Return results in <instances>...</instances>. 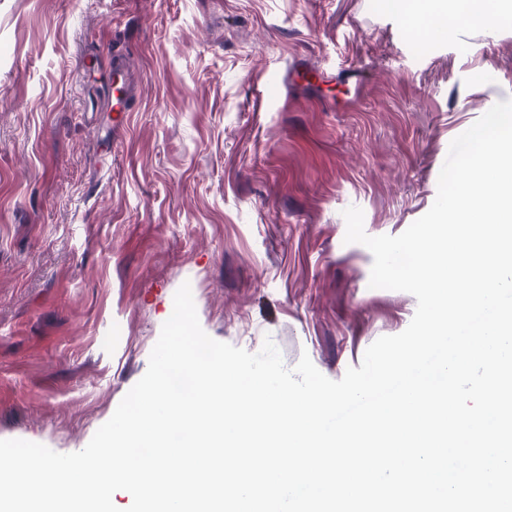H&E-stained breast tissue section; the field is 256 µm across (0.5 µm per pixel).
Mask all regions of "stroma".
<instances>
[{"mask_svg": "<svg viewBox=\"0 0 512 512\" xmlns=\"http://www.w3.org/2000/svg\"><path fill=\"white\" fill-rule=\"evenodd\" d=\"M506 99L508 21L419 40L379 0H0V439L82 450L185 283L214 340L359 367L417 301L370 288L343 210L401 234Z\"/></svg>", "mask_w": 512, "mask_h": 512, "instance_id": "35a3bbf8", "label": "stroma"}]
</instances>
